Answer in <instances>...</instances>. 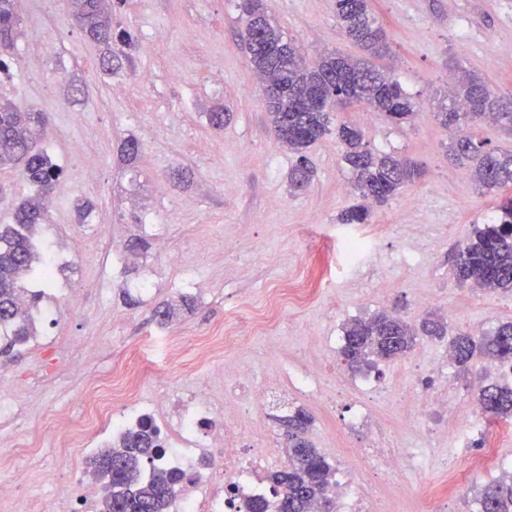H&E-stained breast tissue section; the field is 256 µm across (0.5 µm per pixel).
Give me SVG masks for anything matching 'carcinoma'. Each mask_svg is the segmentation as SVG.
Masks as SVG:
<instances>
[{
  "mask_svg": "<svg viewBox=\"0 0 512 512\" xmlns=\"http://www.w3.org/2000/svg\"><path fill=\"white\" fill-rule=\"evenodd\" d=\"M126 0H70V17L93 42L103 46L99 67L112 72L116 63L129 59L134 40L125 29L112 32V12ZM245 15L243 41L253 72L270 83L264 94L269 126L277 142L297 155L288 171L293 189L307 187L313 178L306 152L325 135L336 132L351 184L362 203L344 210L343 224H368L370 202L382 203L405 185L418 179L420 169L394 153H378L365 142L360 127L343 122L332 127L334 106L362 104L385 112L394 122L408 121L419 102L388 72L376 67L374 58L386 56L389 40L381 23L371 13L369 0H336L340 29L358 43L368 57L352 59L325 52L307 58L292 38L268 15L265 0L240 5ZM20 25L18 0H0V71L9 69V50ZM436 120L453 130L460 122L483 120L512 130V100L503 101L482 75L457 68L453 87L437 104ZM43 112L20 103H0V169L22 166L25 179L37 188L35 197L19 204L12 223L0 224V331L4 347L12 350L34 335L31 308L41 293L23 287L27 276H43L45 257L35 250L38 228L47 222V198L64 177L39 147L46 125ZM449 151L469 169L481 187L497 192L512 189V152H502L485 140L456 135ZM493 220L477 226L472 238L460 247L452 271L461 283H471L493 293L512 292V193L501 197ZM448 324L426 317L413 325L382 310L367 319H353L343 327L342 355L353 370L392 362L412 351L421 336L442 337ZM450 356L457 367L469 371L473 357L481 353L502 366L512 365V321L500 324L480 341L463 333L452 338ZM477 401L484 412L497 418H512V386L478 380ZM312 417L297 408L286 419L287 463L269 475L276 512H336L332 465L308 437ZM165 453L160 429L150 416L140 417L119 436V445L99 450L87 461L103 485V512H172L179 485L184 479L177 469L158 464ZM477 512H512V475L489 483L476 498Z\"/></svg>",
  "mask_w": 512,
  "mask_h": 512,
  "instance_id": "obj_1",
  "label": "carcinoma"
}]
</instances>
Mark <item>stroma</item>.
<instances>
[{
    "instance_id": "stroma-1",
    "label": "stroma",
    "mask_w": 512,
    "mask_h": 512,
    "mask_svg": "<svg viewBox=\"0 0 512 512\" xmlns=\"http://www.w3.org/2000/svg\"><path fill=\"white\" fill-rule=\"evenodd\" d=\"M238 3L127 0L112 26L130 31L134 47L124 68L106 75L99 70L100 46L71 23L65 0H20V49L12 54L10 76L0 77V99L48 115L43 146L66 177L38 236L67 257L57 278L80 291L82 305L75 310L45 295L34 314L35 336L12 355H0V397L12 406L0 429V457L22 462L38 456L44 469L42 481L18 488V500L52 502L76 463L75 449L111 441L108 420L97 439L58 441L60 417L85 415L87 378L135 361L144 370L141 401L161 391L183 398L195 379L182 362L197 338L239 323L265 304L270 289L305 274L317 280L308 301L283 305L264 330L204 367L216 395L240 392L225 378V363L248 359L257 377H265L282 369L286 352L329 342L342 336L344 323L381 310L411 321L436 313L447 320L449 335L476 329L488 335L512 321L511 294L461 287L450 275L451 252L492 219L499 195L477 187L449 159L451 134L431 105L447 92L459 65L482 73L498 95L512 99V0H370L391 47L377 65L393 72L420 109L406 123L358 105L336 112L335 120L358 124L370 149L404 155L423 175L375 206L371 223L359 225L376 248L353 273L324 263L350 230L339 221L341 211L356 201L341 146L332 135L315 142L307 152L313 182L290 189L296 158L269 130L261 87L241 44ZM266 4L309 57L326 50L360 56L336 25V0ZM146 71L151 80H143ZM78 81L89 93L73 102L68 92ZM220 107L231 118L216 132L207 114ZM130 136L140 143L133 160L121 151ZM81 137L86 149L72 155L71 143ZM84 201L92 209L83 218L76 206ZM114 244L125 255L116 275L105 266ZM382 280L388 293L379 290ZM165 304L176 312L164 321L156 309ZM75 337L84 341L79 367L58 365ZM366 375L385 393L372 408L387 438L402 448L430 449L431 457L397 478L359 464L357 480L398 485L390 512H476L475 498L494 476L469 469L482 436L468 430L474 390L449 361L447 338H423L407 356ZM443 382L447 409L403 427L407 400ZM298 406L312 415L309 437L333 466H341L347 449L366 442V434L345 425L354 400L319 405L292 394L269 417L275 443L283 441L281 417ZM449 466L469 477L443 502L430 492Z\"/></svg>"
}]
</instances>
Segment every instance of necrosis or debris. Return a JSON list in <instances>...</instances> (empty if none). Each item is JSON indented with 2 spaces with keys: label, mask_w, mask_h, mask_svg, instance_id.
<instances>
[{
  "label": "necrosis or debris",
  "mask_w": 512,
  "mask_h": 512,
  "mask_svg": "<svg viewBox=\"0 0 512 512\" xmlns=\"http://www.w3.org/2000/svg\"><path fill=\"white\" fill-rule=\"evenodd\" d=\"M230 370L250 407L249 416H240L236 407L205 397L187 394L178 404L165 397L140 403L137 397L139 373L128 368L104 378L88 381L84 389L86 416L80 421H65L63 440L91 435L96 421L116 409L140 408L142 414H170L172 422L185 435L188 447L171 449L163 458L166 467L191 474L192 492L179 497V512H244L247 500L271 498L270 488L261 475L274 467L277 456L267 430L263 412L272 397L297 393L323 402L322 365L308 358L290 361L288 371L255 382L249 364H231ZM353 458L371 461L387 473H406L421 467L425 451L421 448H394L380 444L366 450L349 449Z\"/></svg>",
  "instance_id": "1"
}]
</instances>
